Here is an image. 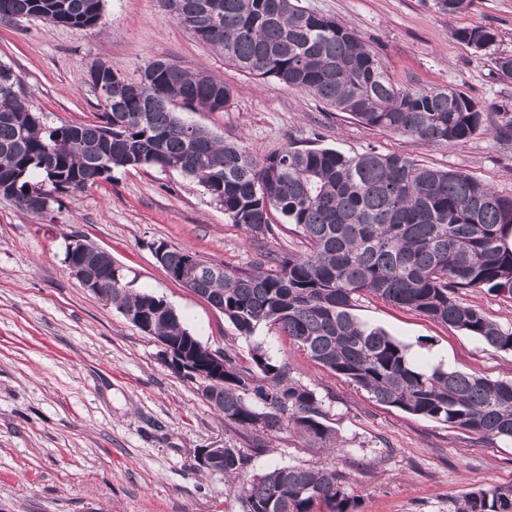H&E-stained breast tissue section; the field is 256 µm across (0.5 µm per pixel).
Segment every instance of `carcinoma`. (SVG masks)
I'll use <instances>...</instances> for the list:
<instances>
[{"label": "carcinoma", "mask_w": 512, "mask_h": 512, "mask_svg": "<svg viewBox=\"0 0 512 512\" xmlns=\"http://www.w3.org/2000/svg\"><path fill=\"white\" fill-rule=\"evenodd\" d=\"M443 15L463 13L472 0H424ZM178 24L224 60L260 78H274L349 114L365 127L458 147L483 131L512 144V105L481 104L453 88L398 87L377 55L335 18L300 0H162ZM102 0H0V21L30 18L76 30L97 27ZM456 40L485 52L491 27H465ZM490 61L512 77V55ZM112 83L95 124H42L17 76L0 77V197L27 214L46 212L54 194L95 185L114 168L176 170L193 178L250 239L274 235L271 213L304 251L266 252L248 268L229 270L165 246L163 268L192 258L191 291L224 314L242 336L273 328L325 370L376 402L482 438L512 441V383L476 374L426 371L406 346L352 314L369 293L431 321L512 350V332L457 299L464 290L512 298V196L464 172L440 169L371 148L345 154L319 146H289L264 160L186 122L177 109L222 112L231 90L220 79L166 59L150 61L127 79L103 63ZM98 81V82H100ZM98 82L90 80L91 88ZM108 253L90 256L85 279L122 314L144 315L148 335L173 338L193 366L211 353L163 299L133 292L116 278ZM204 399L243 429L296 431L315 448L337 447L322 400L289 375L262 346L251 364L224 352V378ZM249 456L224 449V473L242 512H356L346 476L334 469L284 466L242 478ZM453 512H512V485H489L456 501Z\"/></svg>", "instance_id": "carcinoma-1"}]
</instances>
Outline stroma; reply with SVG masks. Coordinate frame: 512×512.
Here are the masks:
<instances>
[{
    "label": "stroma",
    "instance_id": "35a3bbf8",
    "mask_svg": "<svg viewBox=\"0 0 512 512\" xmlns=\"http://www.w3.org/2000/svg\"><path fill=\"white\" fill-rule=\"evenodd\" d=\"M356 31L398 86L461 90L485 103H512V78L488 55L457 41L463 27L498 33L512 53V0H473L448 17L422 0H302ZM169 59L224 81V111H182L188 122L257 159L309 143L351 154L370 148L471 174L512 195V148L480 132L448 148L367 128L313 95L259 79L198 43L159 0H103L99 27L75 31L38 20L0 21V63L12 68L48 127L95 122L99 100L88 72L98 62L138 78ZM108 252L128 287L163 298L210 350L249 359L262 346L323 403L339 450L307 447L292 430L274 436L225 422L199 384L179 377L157 340L83 288L65 262L72 236ZM166 242L237 269L258 245L191 177L147 167L116 168L92 188L60 195L32 217L0 199V512H240L223 474L198 468L204 448H244L246 475L277 466L350 474L357 512H451L487 485L512 484V441L482 439L377 403L324 371L287 337L260 327L239 335L223 314L172 280L153 245ZM431 369L512 381V351L397 308L375 296L352 309Z\"/></svg>",
    "mask_w": 512,
    "mask_h": 512
}]
</instances>
